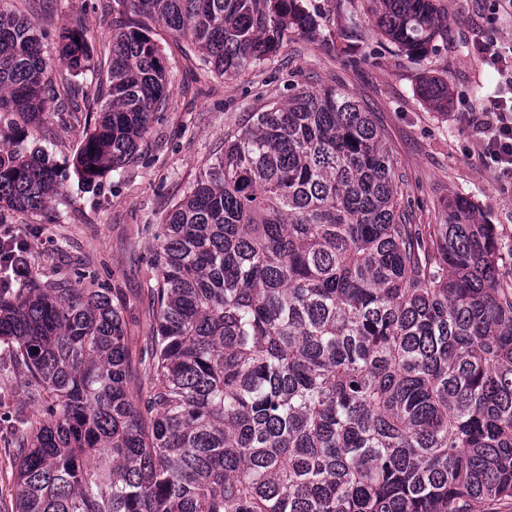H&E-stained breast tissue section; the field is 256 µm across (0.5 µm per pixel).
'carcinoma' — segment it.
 I'll use <instances>...</instances> for the list:
<instances>
[{
    "mask_svg": "<svg viewBox=\"0 0 512 512\" xmlns=\"http://www.w3.org/2000/svg\"><path fill=\"white\" fill-rule=\"evenodd\" d=\"M411 59L435 52L437 0H373ZM107 81L83 33L0 8V209L61 194L47 114L107 96L74 169L135 158L169 95L153 26L234 77L314 34L303 0H112ZM417 94L448 109V82ZM380 129L341 88L301 90L224 141L167 215L148 385L130 390L124 310L106 291L0 288V345L42 388L15 449V512H489L512 500V284L466 196L424 232L400 211Z\"/></svg>",
    "mask_w": 512,
    "mask_h": 512,
    "instance_id": "cac0c4a2",
    "label": "carcinoma"
}]
</instances>
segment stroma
Here are the masks:
<instances>
[{
  "instance_id": "obj_1",
  "label": "stroma",
  "mask_w": 512,
  "mask_h": 512,
  "mask_svg": "<svg viewBox=\"0 0 512 512\" xmlns=\"http://www.w3.org/2000/svg\"><path fill=\"white\" fill-rule=\"evenodd\" d=\"M316 15V36L295 34L262 63L226 79L200 69L164 28L170 95L140 141L136 158L96 186L83 184L72 160L86 123L100 104L77 117H47L26 147L44 148L58 171L61 195L50 209L0 211V235L27 236L33 248L32 283L103 289L124 306L127 345L134 359L147 353L152 334L151 288L158 235L169 211L190 191L226 137L244 131L254 112L285 102L304 88L346 89L373 112L399 175L400 205L412 223L436 224L449 197L462 194L478 207L498 240L512 244V180L485 165L463 114L479 117L495 90L493 71L473 57L479 33L478 0H438L448 29L434 54L408 59L367 16L370 0H305ZM112 0H8L9 9L38 27L79 29L94 59L112 44ZM361 15L360 25L347 23ZM429 75L447 78V111L431 108L416 92ZM43 391L0 348V512H12L14 449L26 446L15 423L42 421Z\"/></svg>"
}]
</instances>
